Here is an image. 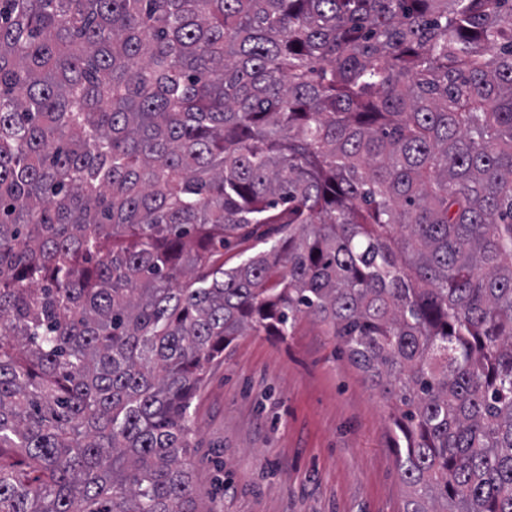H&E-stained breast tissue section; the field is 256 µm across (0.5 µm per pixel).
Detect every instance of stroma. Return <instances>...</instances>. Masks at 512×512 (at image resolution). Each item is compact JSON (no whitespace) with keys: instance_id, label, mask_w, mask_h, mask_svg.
I'll return each instance as SVG.
<instances>
[{"instance_id":"35a3bbf8","label":"stroma","mask_w":512,"mask_h":512,"mask_svg":"<svg viewBox=\"0 0 512 512\" xmlns=\"http://www.w3.org/2000/svg\"><path fill=\"white\" fill-rule=\"evenodd\" d=\"M190 413L193 483L214 512H404L390 409L311 320L238 337Z\"/></svg>"}]
</instances>
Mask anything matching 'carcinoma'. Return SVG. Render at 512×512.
Listing matches in <instances>:
<instances>
[{"label":"carcinoma","instance_id":"carcinoma-1","mask_svg":"<svg viewBox=\"0 0 512 512\" xmlns=\"http://www.w3.org/2000/svg\"><path fill=\"white\" fill-rule=\"evenodd\" d=\"M304 319L405 512H512V0H0V512H213L191 402Z\"/></svg>","mask_w":512,"mask_h":512}]
</instances>
